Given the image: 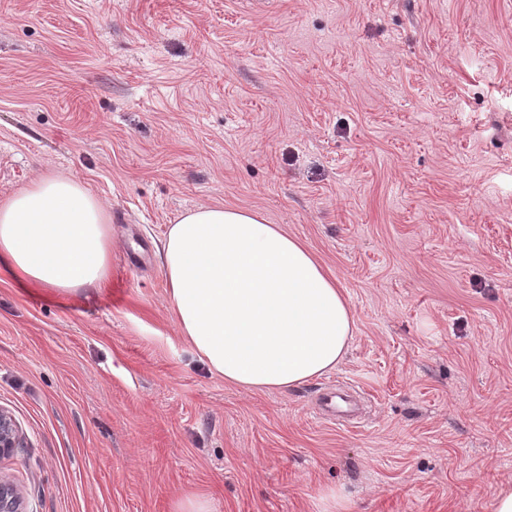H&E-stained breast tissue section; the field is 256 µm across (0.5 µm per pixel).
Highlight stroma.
Segmentation results:
<instances>
[{"mask_svg":"<svg viewBox=\"0 0 512 512\" xmlns=\"http://www.w3.org/2000/svg\"><path fill=\"white\" fill-rule=\"evenodd\" d=\"M112 213L90 295L0 268V475L28 512H493L512 481V0H0V201ZM198 205L260 213L349 299L324 376L246 391L160 269ZM345 382L342 424L315 412ZM19 444L20 435L14 420L0 409V458L9 456Z\"/></svg>","mask_w":512,"mask_h":512,"instance_id":"35a3bbf8","label":"stroma"}]
</instances>
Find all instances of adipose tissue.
Masks as SVG:
<instances>
[{"instance_id":"1","label":"adipose tissue","mask_w":512,"mask_h":512,"mask_svg":"<svg viewBox=\"0 0 512 512\" xmlns=\"http://www.w3.org/2000/svg\"><path fill=\"white\" fill-rule=\"evenodd\" d=\"M112 214L79 179L45 175L0 202V263L55 293L102 288ZM161 270L179 336L225 382L286 391L336 368L350 304L309 249L257 212L201 205L170 225Z\"/></svg>"}]
</instances>
